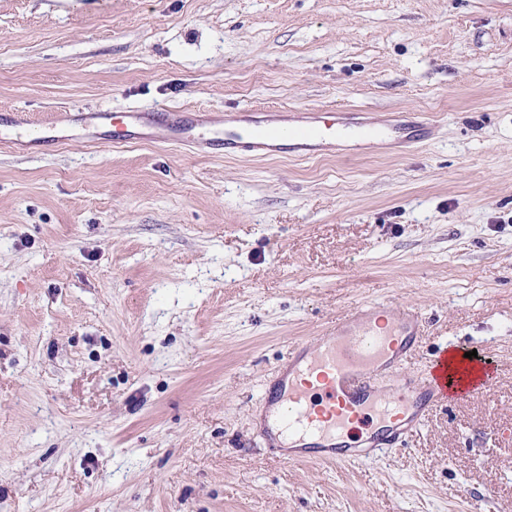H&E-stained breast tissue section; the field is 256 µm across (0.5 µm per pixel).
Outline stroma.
<instances>
[{
    "label": "stroma",
    "mask_w": 512,
    "mask_h": 512,
    "mask_svg": "<svg viewBox=\"0 0 512 512\" xmlns=\"http://www.w3.org/2000/svg\"><path fill=\"white\" fill-rule=\"evenodd\" d=\"M423 114L348 156L0 145V512H512V0H0V109ZM422 312L487 392L353 468L256 423L296 341Z\"/></svg>",
    "instance_id": "obj_1"
}]
</instances>
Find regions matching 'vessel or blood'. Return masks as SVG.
Listing matches in <instances>:
<instances>
[{
  "instance_id": "vessel-or-blood-1",
  "label": "vessel or blood",
  "mask_w": 512,
  "mask_h": 512,
  "mask_svg": "<svg viewBox=\"0 0 512 512\" xmlns=\"http://www.w3.org/2000/svg\"><path fill=\"white\" fill-rule=\"evenodd\" d=\"M27 113L0 114V142L34 155L51 152L68 132L83 131L88 142L99 126L113 127L112 141L146 140L188 146L200 153L309 158L336 149L337 142L377 144L388 148L415 142L414 124L391 119L357 121L346 114L279 112L262 120L253 112H203L141 108L124 113L107 110L72 116L57 113L37 135H30ZM422 334L418 311L402 306L388 311L380 303L357 308L309 341L299 342L267 385L263 396V431L268 448L286 462L333 463L356 467L394 449L414 433L441 403L483 393L490 379L485 362L469 359L449 342L432 355L424 376L396 379L383 388L380 378L393 376L398 364L416 350ZM371 427L368 438L347 443L353 425Z\"/></svg>"
}]
</instances>
